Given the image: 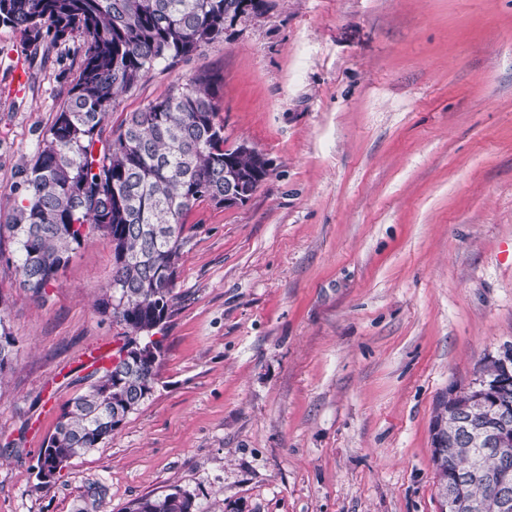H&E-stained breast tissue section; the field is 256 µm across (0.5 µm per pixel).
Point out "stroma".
Instances as JSON below:
<instances>
[{"mask_svg":"<svg viewBox=\"0 0 512 512\" xmlns=\"http://www.w3.org/2000/svg\"><path fill=\"white\" fill-rule=\"evenodd\" d=\"M30 52L0 25V195L79 76L72 45L41 69ZM200 71L225 147L271 173L246 205L187 214L151 397L44 488L87 353L124 340L96 308L112 246L90 232L42 298L0 262V512H127L176 488L194 512H441L436 401L512 343V0H268L109 128ZM16 340L6 330L4 320L0 319V374L9 369L15 358Z\"/></svg>","mask_w":512,"mask_h":512,"instance_id":"1","label":"stroma"}]
</instances>
